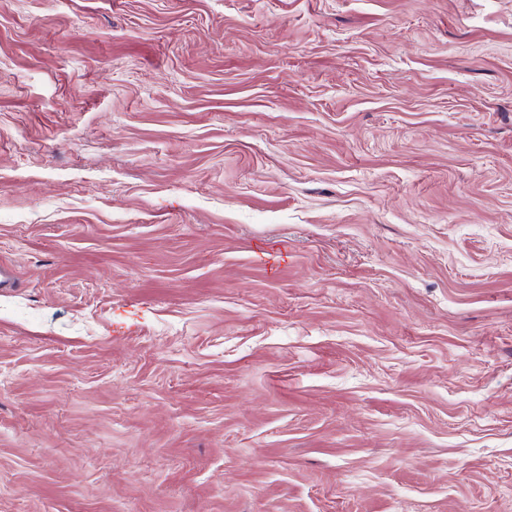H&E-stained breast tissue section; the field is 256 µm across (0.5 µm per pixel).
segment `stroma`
I'll return each instance as SVG.
<instances>
[{
	"instance_id": "obj_1",
	"label": "stroma",
	"mask_w": 512,
	"mask_h": 512,
	"mask_svg": "<svg viewBox=\"0 0 512 512\" xmlns=\"http://www.w3.org/2000/svg\"><path fill=\"white\" fill-rule=\"evenodd\" d=\"M0 512H512V0H0Z\"/></svg>"
}]
</instances>
